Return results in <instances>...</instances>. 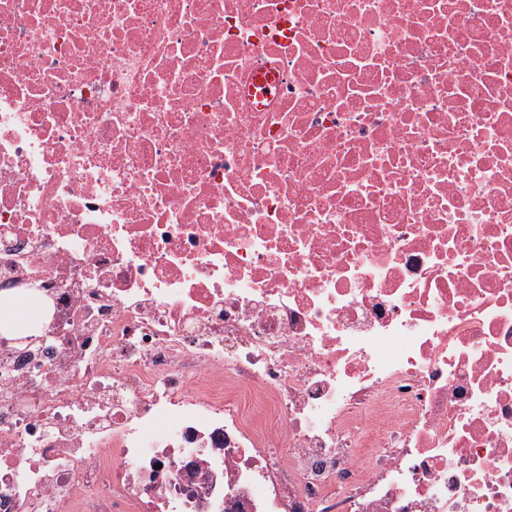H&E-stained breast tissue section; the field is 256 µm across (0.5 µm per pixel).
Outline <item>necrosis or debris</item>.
Wrapping results in <instances>:
<instances>
[{
	"instance_id": "obj_1",
	"label": "necrosis or debris",
	"mask_w": 512,
	"mask_h": 512,
	"mask_svg": "<svg viewBox=\"0 0 512 512\" xmlns=\"http://www.w3.org/2000/svg\"><path fill=\"white\" fill-rule=\"evenodd\" d=\"M34 286L0 512H512V0H0Z\"/></svg>"
}]
</instances>
